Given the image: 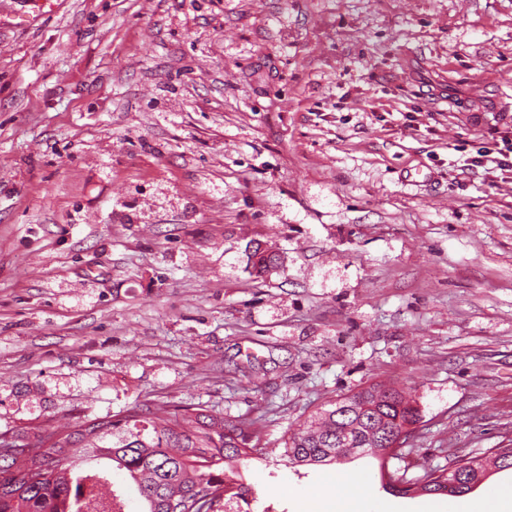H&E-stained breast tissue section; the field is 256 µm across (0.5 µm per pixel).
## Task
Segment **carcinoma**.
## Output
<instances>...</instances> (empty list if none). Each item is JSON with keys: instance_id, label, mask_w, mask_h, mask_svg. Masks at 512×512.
<instances>
[{"instance_id": "obj_1", "label": "carcinoma", "mask_w": 512, "mask_h": 512, "mask_svg": "<svg viewBox=\"0 0 512 512\" xmlns=\"http://www.w3.org/2000/svg\"><path fill=\"white\" fill-rule=\"evenodd\" d=\"M250 274L263 278L281 255L261 242L246 248ZM419 409L393 389L369 386L331 403L289 431L281 456L294 466L331 465L352 452L373 451L385 466L389 435L407 443ZM264 449L253 444L249 426L224 421L201 403L182 412L160 404L136 405L118 419L79 422L64 434L35 436V451L10 458L0 468V512H125L126 503L104 488L112 470L137 487L141 512H240L250 504L252 488L243 464ZM502 458L462 459L461 495L480 483L491 469H512V448ZM428 494L448 493V472L431 469L414 481L393 474L386 490L407 494L415 486Z\"/></svg>"}]
</instances>
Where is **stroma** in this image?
<instances>
[{
  "instance_id": "35a3bbf8",
  "label": "stroma",
  "mask_w": 512,
  "mask_h": 512,
  "mask_svg": "<svg viewBox=\"0 0 512 512\" xmlns=\"http://www.w3.org/2000/svg\"><path fill=\"white\" fill-rule=\"evenodd\" d=\"M0 0V433L145 403L254 423L252 512H474L269 451L374 383L407 479L512 447V0ZM282 257L257 279L245 247ZM364 478V489L337 481ZM501 135L494 143V148L482 146L476 151V155L468 157L465 160V166L470 168H486L488 164L494 166L487 169L500 170L502 174L509 173L512 175V131L499 132ZM511 134V135H510ZM502 144V147H501ZM498 154V156H492V154Z\"/></svg>"
}]
</instances>
